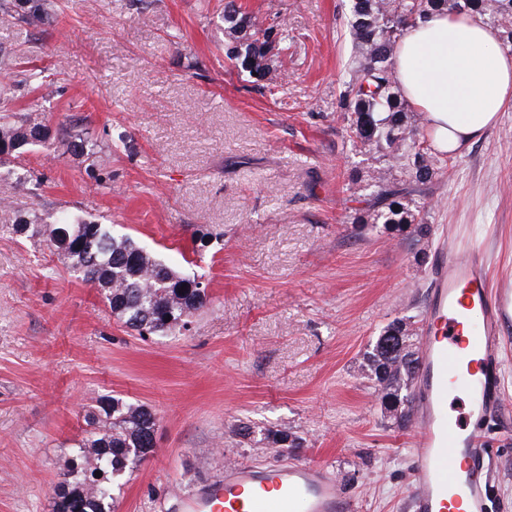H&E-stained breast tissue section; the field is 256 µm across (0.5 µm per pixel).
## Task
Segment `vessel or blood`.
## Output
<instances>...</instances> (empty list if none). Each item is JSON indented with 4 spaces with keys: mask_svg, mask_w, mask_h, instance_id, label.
Segmentation results:
<instances>
[{
    "mask_svg": "<svg viewBox=\"0 0 512 512\" xmlns=\"http://www.w3.org/2000/svg\"><path fill=\"white\" fill-rule=\"evenodd\" d=\"M512 317V289L496 287L484 254L441 247L434 266L416 392L414 512H484L488 482L478 434L448 405L464 396L470 416L500 405L501 330ZM325 465H233L195 486L181 512H352Z\"/></svg>",
    "mask_w": 512,
    "mask_h": 512,
    "instance_id": "1",
    "label": "vessel or blood"
}]
</instances>
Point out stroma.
<instances>
[{"mask_svg":"<svg viewBox=\"0 0 512 512\" xmlns=\"http://www.w3.org/2000/svg\"><path fill=\"white\" fill-rule=\"evenodd\" d=\"M41 28L0 25V82L43 70L54 96L19 90L52 128L88 130L111 187L84 158L36 149L0 165V197L26 216L114 225L197 275L208 295L185 331L140 338L56 255L0 225V512H52V489L102 395L147 405L155 451L115 512H179L230 465L324 463L355 512H412L413 425L385 413L361 369L391 321L426 318L449 228L512 283V102L422 195L418 236L358 223L349 181L381 166L352 151L339 103L349 0H238L284 23L286 83L269 89L224 56L225 0H60ZM501 410L478 421L492 493L512 512V324ZM285 432L298 447L241 438Z\"/></svg>","mask_w":512,"mask_h":512,"instance_id":"1","label":"stroma"}]
</instances>
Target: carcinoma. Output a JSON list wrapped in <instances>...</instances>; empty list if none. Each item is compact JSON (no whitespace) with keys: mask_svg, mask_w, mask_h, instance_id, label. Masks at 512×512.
Wrapping results in <instances>:
<instances>
[{"mask_svg":"<svg viewBox=\"0 0 512 512\" xmlns=\"http://www.w3.org/2000/svg\"><path fill=\"white\" fill-rule=\"evenodd\" d=\"M59 11L57 0H0V23L39 28ZM439 11L479 14L498 30L502 49L512 53V0H351L352 52L341 108L353 128L352 146L361 153L374 152L390 165H401L410 177L406 186H397L388 182V169L383 167L365 180H352L353 193L370 197L371 213L357 218L361 224L399 230L414 224L422 236L429 231L415 197L423 194L442 166L453 163V157L438 156L420 127L409 121L412 107L398 84L393 58L405 32ZM221 23L226 58L257 83L280 84L273 62L288 50L282 25L243 12L236 0L225 2ZM21 87L43 88L40 73L19 71L13 83L0 86V104ZM38 145L92 160L98 154L96 143L81 137L60 138L36 114L0 112V164ZM0 223L57 255L72 275L99 288L112 316L140 333L179 332L206 303L198 279L168 266L130 235L115 234L110 224L77 220L62 212H44L26 220L4 197H0ZM397 323L404 327L403 341L411 340L407 322L388 324L365 353L364 370L377 375L383 398L398 400L408 417L420 359L411 358L406 346L386 357L382 337ZM83 419L84 436L71 449L69 467L53 489V512H114L115 493L154 451L156 418L145 405L113 395L85 407Z\"/></svg>","mask_w":512,"mask_h":512,"instance_id":"1","label":"carcinoma"}]
</instances>
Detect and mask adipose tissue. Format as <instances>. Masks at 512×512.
<instances>
[{"instance_id": "adipose-tissue-1", "label": "adipose tissue", "mask_w": 512, "mask_h": 512, "mask_svg": "<svg viewBox=\"0 0 512 512\" xmlns=\"http://www.w3.org/2000/svg\"><path fill=\"white\" fill-rule=\"evenodd\" d=\"M394 63L404 97L422 113L441 154L467 149L512 100V54L478 15H430L409 29Z\"/></svg>"}]
</instances>
